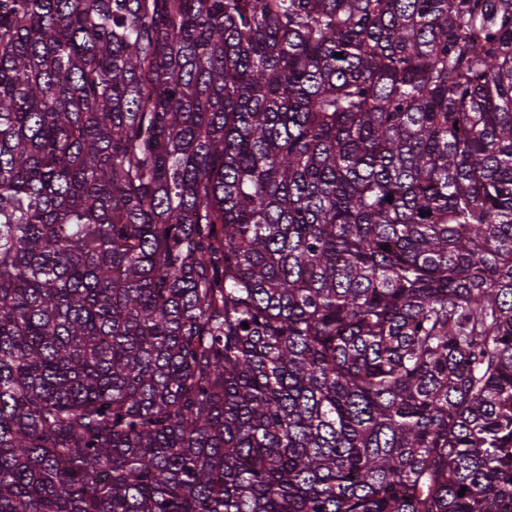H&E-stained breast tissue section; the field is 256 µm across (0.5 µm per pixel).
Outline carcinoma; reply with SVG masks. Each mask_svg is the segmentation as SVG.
I'll list each match as a JSON object with an SVG mask.
<instances>
[{
  "instance_id": "carcinoma-1",
  "label": "carcinoma",
  "mask_w": 512,
  "mask_h": 512,
  "mask_svg": "<svg viewBox=\"0 0 512 512\" xmlns=\"http://www.w3.org/2000/svg\"><path fill=\"white\" fill-rule=\"evenodd\" d=\"M0 512H512V0H0Z\"/></svg>"
}]
</instances>
